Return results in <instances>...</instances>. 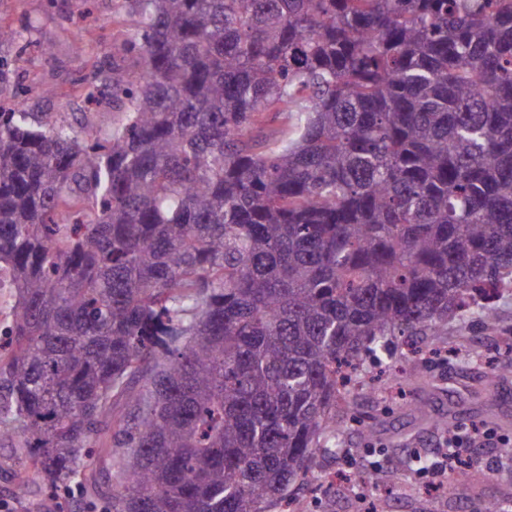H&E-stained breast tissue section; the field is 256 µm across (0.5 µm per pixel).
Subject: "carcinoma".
Returning a JSON list of instances; mask_svg holds the SVG:
<instances>
[{"mask_svg": "<svg viewBox=\"0 0 512 512\" xmlns=\"http://www.w3.org/2000/svg\"><path fill=\"white\" fill-rule=\"evenodd\" d=\"M121 8L140 60L105 136L35 120L0 54V439L110 512H268L336 453L368 357L496 320L512 0ZM289 123L282 113L275 114L270 112L266 115L261 129L254 131V135L261 134L267 136L268 139L277 140L288 136Z\"/></svg>", "mask_w": 512, "mask_h": 512, "instance_id": "1", "label": "carcinoma"}]
</instances>
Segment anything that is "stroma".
Here are the masks:
<instances>
[{
  "mask_svg": "<svg viewBox=\"0 0 512 512\" xmlns=\"http://www.w3.org/2000/svg\"><path fill=\"white\" fill-rule=\"evenodd\" d=\"M1 23L27 28L24 39L9 48L15 79L26 91L25 111L101 133L121 119V101L86 98L90 84L111 80L113 66L137 65V54L125 50L133 18L120 11L118 0H0ZM442 342L453 349L452 361L418 365L419 378L406 385L405 396L375 385L349 407L339 449L317 455L308 482L289 487L293 503L305 512H364L346 487L318 496L316 482L343 470L380 476L375 494L393 503V512H460L456 502L427 494L423 482L409 475L421 460L434 456L445 437L441 429L415 419L412 404L419 400L432 415H452L460 425L490 429L492 439L471 450V493L512 512V461L498 452L500 439H512V375L497 378L486 368L488 359H505L503 346L512 343V290L498 303L494 329L474 318L455 321ZM27 469L24 451L1 442L0 500L13 502L16 512H108V499L87 497L74 485L51 488L33 481L18 491L15 476Z\"/></svg>",
  "mask_w": 512,
  "mask_h": 512,
  "instance_id": "obj_1",
  "label": "stroma"
}]
</instances>
